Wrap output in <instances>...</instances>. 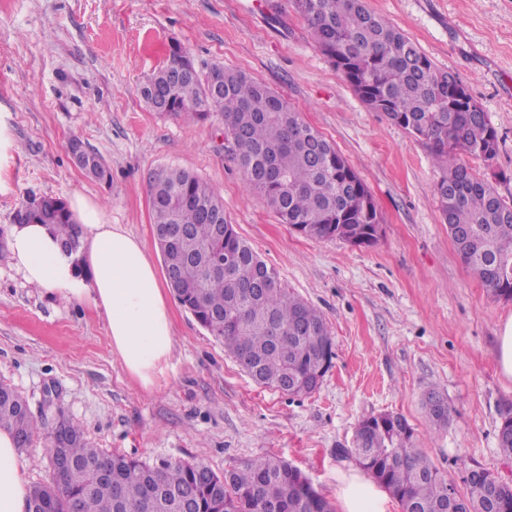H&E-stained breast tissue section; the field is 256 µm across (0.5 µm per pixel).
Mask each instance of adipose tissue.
<instances>
[{
	"mask_svg": "<svg viewBox=\"0 0 512 512\" xmlns=\"http://www.w3.org/2000/svg\"><path fill=\"white\" fill-rule=\"evenodd\" d=\"M68 208L80 232L79 257L67 255L49 226L13 225L9 251L24 282L81 301L92 299L107 317L112 348L143 385L172 356L173 324L166 288L141 240L109 223L103 208L73 195ZM11 433L0 430V512H25L28 488L17 465ZM343 512H387V498L374 483L351 477L339 492Z\"/></svg>",
	"mask_w": 512,
	"mask_h": 512,
	"instance_id": "obj_1",
	"label": "adipose tissue"
}]
</instances>
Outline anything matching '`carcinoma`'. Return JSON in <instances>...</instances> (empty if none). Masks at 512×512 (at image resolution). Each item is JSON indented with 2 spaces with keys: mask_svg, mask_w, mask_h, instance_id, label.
<instances>
[{
  "mask_svg": "<svg viewBox=\"0 0 512 512\" xmlns=\"http://www.w3.org/2000/svg\"><path fill=\"white\" fill-rule=\"evenodd\" d=\"M308 29L356 94L411 135L426 141L442 170L435 197L462 262L498 298L512 299V203L491 183L461 162L485 161L498 134L485 112L457 101L458 77L438 69L421 49L364 0H293ZM214 89L208 76L193 70L189 53L175 42L165 66L141 86L150 110L187 122L224 115V137L234 149L244 189L259 194L280 223L302 227V234L337 239L338 225L352 226L357 245L370 247L380 223L376 203L348 160L315 128L304 122L283 95L242 70L226 69ZM90 178L108 181L109 167L95 152L70 151ZM148 194L157 240L173 236L163 255L176 271L172 288L197 323L232 354L258 386L284 392L312 379L321 359L332 367V346L323 314L286 287L238 234L224 204L197 174L160 167L148 175ZM224 239L214 238L215 220ZM48 226L64 252L76 255L81 241L68 206L59 207ZM232 259L214 270L206 255ZM278 335L274 341L272 335ZM423 406L433 430L448 427L452 409L439 393ZM63 433L47 434L49 482L33 487L26 512H334L332 504L302 481L306 474L286 460L260 456L215 473L200 462L163 461L150 465L120 453L104 454L88 445L81 430L64 417ZM406 419L386 414L382 425L362 421L353 447L344 449L398 500L401 512H438L451 497L454 512H512V484L497 477L468 485L460 494L429 460ZM0 429L17 447L31 445L35 430L25 400L0 383ZM501 452L512 457V412L498 430Z\"/></svg>",
  "mask_w": 512,
  "mask_h": 512,
  "instance_id": "cac0c4a2",
  "label": "carcinoma"
}]
</instances>
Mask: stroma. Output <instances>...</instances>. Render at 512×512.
<instances>
[{
	"instance_id": "1",
	"label": "stroma",
	"mask_w": 512,
	"mask_h": 512,
	"mask_svg": "<svg viewBox=\"0 0 512 512\" xmlns=\"http://www.w3.org/2000/svg\"><path fill=\"white\" fill-rule=\"evenodd\" d=\"M366 4L466 85L499 137L496 156L472 165L512 200V0ZM174 41L199 73L218 62L247 72L334 141L376 201L378 243L314 239L279 223L263 199L246 195L221 113L187 124L149 110L140 87ZM0 118L18 147L0 175L10 186L0 194V231L10 232L31 196L81 193L142 240L159 267L147 176L188 169L285 285L323 313L335 353L311 395L258 387L172 297L173 355L145 386L113 352L91 300L29 287L0 256V381L27 400L38 428L18 455L28 486L49 479L44 433L60 413L93 447L152 464L198 461L220 473L279 456L332 503L358 469L344 450L359 423L398 413L459 493L477 467L512 481L497 441L512 379L496 362L512 300L493 296L458 256L437 208L442 171L429 147L367 107L290 0H0ZM74 137L103 157L110 182L75 166ZM430 391L453 410L440 433L423 407Z\"/></svg>"
}]
</instances>
